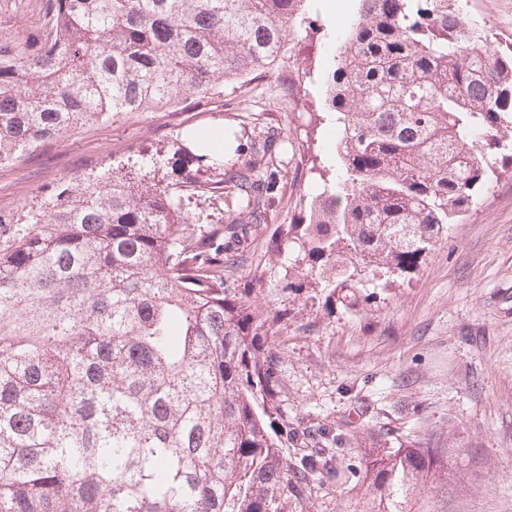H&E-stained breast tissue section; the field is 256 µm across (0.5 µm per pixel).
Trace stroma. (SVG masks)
Listing matches in <instances>:
<instances>
[{"instance_id":"stroma-1","label":"stroma","mask_w":512,"mask_h":512,"mask_svg":"<svg viewBox=\"0 0 512 512\" xmlns=\"http://www.w3.org/2000/svg\"><path fill=\"white\" fill-rule=\"evenodd\" d=\"M46 0H0V44L38 35ZM496 45L512 49V0H470ZM330 53L310 50L262 76L225 85L204 105L117 114L0 166V212L39 204L59 183L142 152L172 157L185 129L270 130L286 139L280 184L250 247L227 267V287L290 311L275 328L280 410L298 433L339 435L336 477L289 499L288 512H343L359 453L413 434L448 451V512H512V173L497 172L476 208L451 225L412 274L378 289L356 316L329 310L314 281L294 287L286 230L303 216L304 186L324 159Z\"/></svg>"}]
</instances>
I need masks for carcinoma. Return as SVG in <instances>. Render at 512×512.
Instances as JSON below:
<instances>
[{
	"label": "carcinoma",
	"mask_w": 512,
	"mask_h": 512,
	"mask_svg": "<svg viewBox=\"0 0 512 512\" xmlns=\"http://www.w3.org/2000/svg\"><path fill=\"white\" fill-rule=\"evenodd\" d=\"M315 0H52L39 41L0 48V163L112 114L200 103L282 59ZM462 0H359L327 73V161L288 239L302 281L353 313L414 271L512 164V51ZM275 136L225 161L198 131L177 179L106 166L0 214V512H286L331 477L336 437L291 457L268 332L285 309L224 287L277 185ZM232 201L195 226L185 203ZM361 512H434L448 449L389 437Z\"/></svg>",
	"instance_id": "1"
}]
</instances>
